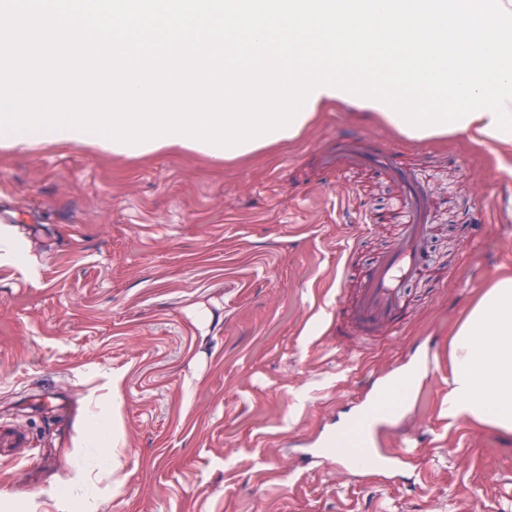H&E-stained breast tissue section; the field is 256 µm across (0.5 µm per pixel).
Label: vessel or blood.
Here are the masks:
<instances>
[{
  "label": "vessel or blood",
  "mask_w": 512,
  "mask_h": 512,
  "mask_svg": "<svg viewBox=\"0 0 512 512\" xmlns=\"http://www.w3.org/2000/svg\"><path fill=\"white\" fill-rule=\"evenodd\" d=\"M313 165L328 173L370 172L396 189V209L375 211L370 221L398 224L399 232L390 248L359 276L354 299L344 308L336 328L359 338L397 332L409 310L407 283L422 281L428 275L425 244L443 198L421 168L400 160L383 138L339 135L315 151ZM416 439V434L407 433L391 445L384 442L379 429L367 428L361 447L337 443L331 434L322 447L310 449L307 457L324 469H336L348 476L375 469L390 471L411 459Z\"/></svg>",
  "instance_id": "vessel-or-blood-1"
}]
</instances>
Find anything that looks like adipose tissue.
<instances>
[{
  "label": "adipose tissue",
  "mask_w": 512,
  "mask_h": 512,
  "mask_svg": "<svg viewBox=\"0 0 512 512\" xmlns=\"http://www.w3.org/2000/svg\"><path fill=\"white\" fill-rule=\"evenodd\" d=\"M447 415L512 434V277L495 281L450 347Z\"/></svg>",
  "instance_id": "adipose-tissue-1"
}]
</instances>
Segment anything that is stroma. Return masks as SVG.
I'll list each match as a JSON object with an SVG mask.
<instances>
[{
  "instance_id": "stroma-1",
  "label": "stroma",
  "mask_w": 512,
  "mask_h": 512,
  "mask_svg": "<svg viewBox=\"0 0 512 512\" xmlns=\"http://www.w3.org/2000/svg\"><path fill=\"white\" fill-rule=\"evenodd\" d=\"M341 126L426 153L449 199L431 279L410 285L401 330L362 349L330 328L337 290L397 232L360 237L355 221L395 199L377 177L354 176L348 194L314 171L310 151ZM0 240V423L30 435L0 452V512H85L58 494L81 468L100 512H512L496 490L512 480V436L487 425L436 421L410 481H345L297 449L347 422L374 376L397 375L430 336L441 371L422 410L440 408L486 267L512 275V145L411 141L325 111L298 140L222 163L0 146ZM107 402L119 424L98 440Z\"/></svg>"
}]
</instances>
